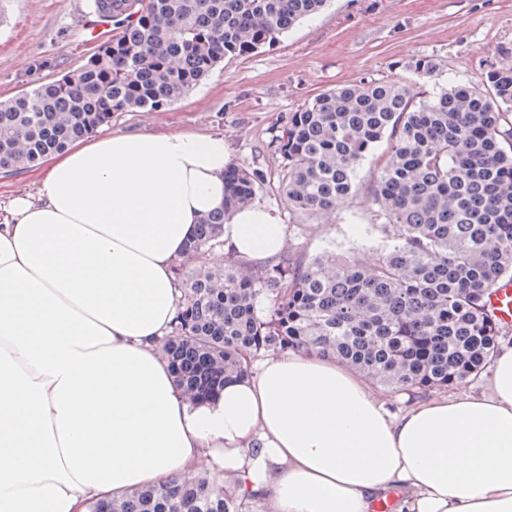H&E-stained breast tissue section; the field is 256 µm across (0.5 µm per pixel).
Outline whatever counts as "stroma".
<instances>
[{"label": "stroma", "mask_w": 512, "mask_h": 512, "mask_svg": "<svg viewBox=\"0 0 512 512\" xmlns=\"http://www.w3.org/2000/svg\"><path fill=\"white\" fill-rule=\"evenodd\" d=\"M91 11V0H0V101L82 65L97 49L81 28ZM506 48L512 49V0H328L273 44L225 59L178 101L113 113L107 128L223 134L234 166L260 173L254 202L286 225L288 252L309 259L352 253L366 265L385 243L367 199L379 161L363 163L359 191L333 213L301 217L280 191L284 161L276 137L293 112L330 88L421 82L432 95L477 79ZM420 58L439 65L423 81L410 68Z\"/></svg>", "instance_id": "stroma-1"}]
</instances>
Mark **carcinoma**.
I'll use <instances>...</instances> for the list:
<instances>
[{"label": "carcinoma", "mask_w": 512, "mask_h": 512, "mask_svg": "<svg viewBox=\"0 0 512 512\" xmlns=\"http://www.w3.org/2000/svg\"><path fill=\"white\" fill-rule=\"evenodd\" d=\"M326 0H113L112 40L80 67L0 102L8 176L108 124L114 112L168 105L226 57L273 43ZM371 202L388 245L364 268L326 251L261 266L202 263L260 179L227 173L224 209L204 216L174 266L181 290L163 352L195 400L249 375L266 352L306 351L413 395L481 376L502 322L489 300L512 282V62L435 95L381 81L329 89L292 113L276 140L281 191L298 215L329 214L353 194L379 146ZM241 478L201 476L92 501L87 512H240Z\"/></svg>", "instance_id": "obj_1"}]
</instances>
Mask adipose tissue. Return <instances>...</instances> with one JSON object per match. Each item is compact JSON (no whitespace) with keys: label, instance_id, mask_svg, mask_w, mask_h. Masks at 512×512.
Returning <instances> with one entry per match:
<instances>
[{"label":"adipose tissue","instance_id":"ef3b65f1","mask_svg":"<svg viewBox=\"0 0 512 512\" xmlns=\"http://www.w3.org/2000/svg\"><path fill=\"white\" fill-rule=\"evenodd\" d=\"M47 163L0 224V512H86L220 471L246 476L267 512H371L393 492L398 512H512V348L486 391L395 415L363 377L302 351L190 401L160 345L174 265L224 207L223 135H99ZM224 239L250 262L288 243L259 206Z\"/></svg>","mask_w":512,"mask_h":512}]
</instances>
